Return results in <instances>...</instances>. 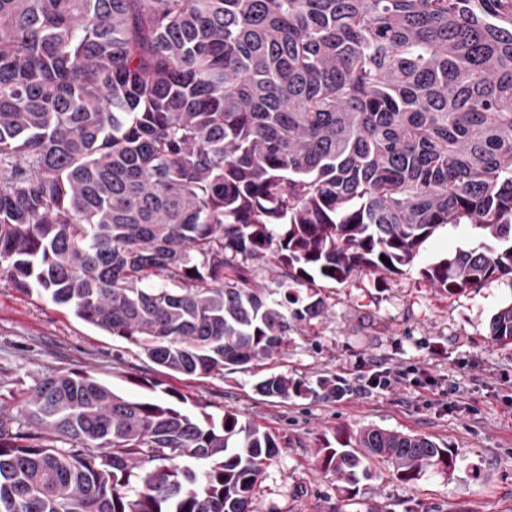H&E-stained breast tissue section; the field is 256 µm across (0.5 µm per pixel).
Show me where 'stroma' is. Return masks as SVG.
<instances>
[{
    "label": "stroma",
    "mask_w": 512,
    "mask_h": 512,
    "mask_svg": "<svg viewBox=\"0 0 512 512\" xmlns=\"http://www.w3.org/2000/svg\"><path fill=\"white\" fill-rule=\"evenodd\" d=\"M481 241L472 225L448 224L399 273L302 284L301 293L323 299V315L292 329L285 351L261 366L211 376L171 375L135 344L20 291L0 270V416L17 415L46 374L83 369L128 397L173 387L215 419L231 410L276 432L279 453L256 489L258 512H512V345L490 336L493 316L512 303V280L451 295L421 273ZM270 373L303 381L308 394H259L256 383ZM323 377L343 381L342 399L317 391ZM367 427L453 448L455 469L405 483L380 463L356 497L342 498L334 477L315 471L314 452L323 436Z\"/></svg>",
    "instance_id": "1"
}]
</instances>
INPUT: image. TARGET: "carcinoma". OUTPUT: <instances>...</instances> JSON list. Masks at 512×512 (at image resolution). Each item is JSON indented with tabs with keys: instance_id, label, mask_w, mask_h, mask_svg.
<instances>
[{
	"instance_id": "1",
	"label": "carcinoma",
	"mask_w": 512,
	"mask_h": 512,
	"mask_svg": "<svg viewBox=\"0 0 512 512\" xmlns=\"http://www.w3.org/2000/svg\"><path fill=\"white\" fill-rule=\"evenodd\" d=\"M446 224L484 240L422 268L437 288L512 277V0H0V264L151 363L280 355L324 313L292 284L395 273ZM268 256L281 300L240 275ZM186 404L46 375L0 418V512H256L278 435ZM356 443L315 453L349 498L376 460L455 467L415 434Z\"/></svg>"
}]
</instances>
